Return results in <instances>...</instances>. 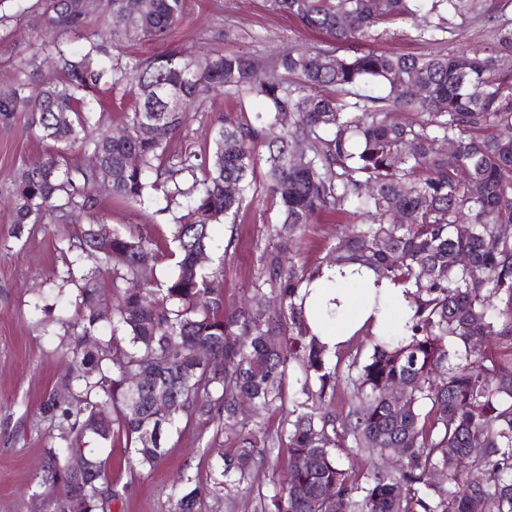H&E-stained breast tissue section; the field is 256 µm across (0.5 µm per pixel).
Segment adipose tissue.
Returning a JSON list of instances; mask_svg holds the SVG:
<instances>
[{
    "instance_id": "ef3b65f1",
    "label": "adipose tissue",
    "mask_w": 512,
    "mask_h": 512,
    "mask_svg": "<svg viewBox=\"0 0 512 512\" xmlns=\"http://www.w3.org/2000/svg\"><path fill=\"white\" fill-rule=\"evenodd\" d=\"M308 326L327 352H336L365 323L385 330L405 309L401 286L353 267L324 266L319 278L301 290ZM335 312L334 322H323L320 312Z\"/></svg>"
}]
</instances>
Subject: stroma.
<instances>
[{
  "label": "stroma",
  "mask_w": 512,
  "mask_h": 512,
  "mask_svg": "<svg viewBox=\"0 0 512 512\" xmlns=\"http://www.w3.org/2000/svg\"><path fill=\"white\" fill-rule=\"evenodd\" d=\"M507 24L512 25V0H484L481 15L455 17L450 32L434 40L420 39L415 24L407 21L392 25L376 40L342 45L340 52L433 55L482 50L495 46L498 27ZM52 38L39 0H0V86L9 84L40 44ZM324 40V35L305 31L273 10L270 0H185L183 16L167 39H137L113 54L128 62L170 50L196 58L213 51L245 52L267 65L284 52ZM242 105L253 111L262 107L256 98L242 103L212 91L191 107L189 121L169 143L170 152L203 151L215 119ZM47 148L30 127L28 113H16L11 124L0 125V512H49L50 500L61 490L44 484L42 467L51 447L61 441L57 421L43 414L42 407L51 397L64 406L74 403L66 383L75 372L71 351L77 288L60 279L73 254L61 249L56 227L27 224L15 232L9 211L13 173ZM255 177L256 194L243 203L234 225L212 227L216 245L230 238L233 247L224 257L217 250L209 252L203 264L208 271L223 267L224 309L229 313L248 298L261 273V255L279 245L267 230L278 213L266 191L264 164H257ZM98 199L104 224H124L159 242L168 238L172 215L162 195L142 206L103 192ZM344 223L337 215L320 214L295 244L297 260L324 262ZM235 445V434L218 433L216 422H193L168 435L167 452L154 468L133 469L113 441L90 432L82 440L85 455L101 463L103 481L120 493L110 512H172L175 481L187 473L212 484L221 477L225 451ZM279 478L271 465L258 466L248 479L250 493L205 497L202 512H262Z\"/></svg>",
  "instance_id": "stroma-1"
}]
</instances>
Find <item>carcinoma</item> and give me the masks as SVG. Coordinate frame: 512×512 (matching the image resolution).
Segmentation results:
<instances>
[{
    "mask_svg": "<svg viewBox=\"0 0 512 512\" xmlns=\"http://www.w3.org/2000/svg\"><path fill=\"white\" fill-rule=\"evenodd\" d=\"M422 2L271 0L300 28L329 39L278 57L273 67L282 81L244 52L204 59L168 52L123 64L88 33L81 55L47 42L44 59H32L30 71L0 89V123L27 112L37 135L52 142L43 158L14 174L11 223L71 224L83 216L89 223L65 238L74 260L62 282H74L73 266L95 263L77 295L78 335L85 338L73 352L79 408L45 403L66 443L65 451L50 452L46 480L73 491L53 512H103L119 498L101 481V465L81 451L86 432L108 439L118 422L128 459L146 467L162 457L174 428L197 417L223 419L237 434L236 448L225 455L224 482L179 477L176 512H201L205 496L243 482L262 449L275 443L283 448L273 459L282 477L264 512H475L478 503L483 512H512V358L482 346L495 337L512 350V236L501 232L512 224V74L497 67V55L512 52V27L499 29L485 55L336 53L339 43L367 41L384 25L417 17ZM429 2L422 35L446 33L449 14L480 7V0ZM43 9L61 34L84 31L93 16L104 23L124 17L126 24L109 31L117 47L138 37L165 39L184 0H44ZM43 64L55 78L40 79ZM369 82L384 94L360 93ZM106 83L134 99L122 140L109 136L92 105ZM411 85L420 90L415 99L404 93ZM218 87L241 101L260 98L266 109L217 118L202 153H169L188 107ZM285 112L292 124L271 136ZM408 113L416 118L402 121ZM438 140L454 146L457 164L435 150ZM260 146L279 203L272 230L282 244L261 257L251 305L226 315L222 272H205L197 257L212 248L211 225L234 223L252 189ZM89 149L100 158L94 171L72 162L73 152ZM133 153L138 164L129 167ZM228 182L237 184L233 195ZM98 186L133 204L161 191L179 210L170 227L176 270L166 281L141 264L153 240L100 223ZM323 211L366 217L330 248L329 263L359 265L405 287L404 331H363L372 339L368 355L349 344L330 358L296 303L322 264L298 265L285 252ZM461 254L468 264L458 262ZM102 268L112 270L110 308L101 306ZM266 289L278 308L259 305ZM106 324L112 336L100 340ZM292 369L297 389L287 400L282 385ZM131 371L147 376L137 416L125 410ZM342 387L352 394L348 412L324 411ZM155 388L171 393L169 412L159 419L150 406ZM243 399L260 415L290 403L277 438L240 424ZM341 448L369 452L365 468L345 466ZM455 455L470 456V467H449ZM300 457L312 466L298 468ZM328 486L330 499L322 497Z\"/></svg>",
    "mask_w": 512,
    "mask_h": 512,
    "instance_id": "carcinoma-1",
    "label": "carcinoma"
}]
</instances>
